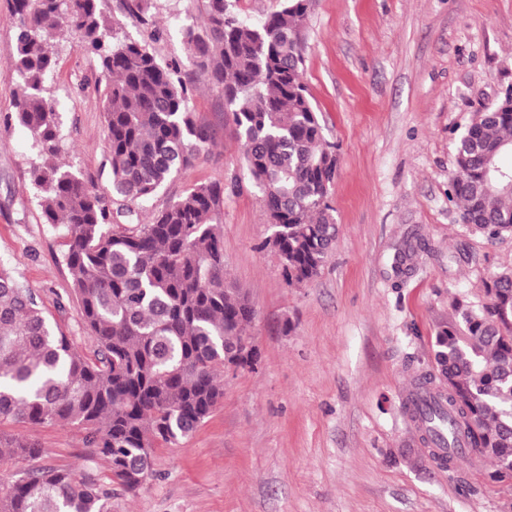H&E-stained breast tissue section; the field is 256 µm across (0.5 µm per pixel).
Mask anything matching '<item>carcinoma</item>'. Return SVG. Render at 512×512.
<instances>
[{
  "label": "carcinoma",
  "mask_w": 512,
  "mask_h": 512,
  "mask_svg": "<svg viewBox=\"0 0 512 512\" xmlns=\"http://www.w3.org/2000/svg\"><path fill=\"white\" fill-rule=\"evenodd\" d=\"M18 19L9 72L14 120L32 136L31 185L46 223L68 239L65 265L96 343L84 353L43 302L0 266V425L77 426L111 480L136 491L153 448L189 437L224 398L225 362L250 340L255 312L224 276V229L214 223L226 188L201 183L147 224L132 223L142 203L187 167L212 140L190 107L192 76L224 94L228 120L244 147L284 277L318 276L336 239L329 203L337 158L322 134L304 80L302 31L310 0H281L252 24L237 0H202L203 30L184 43L192 71L158 57L147 41L121 40L99 0H10ZM123 14L150 24L151 0H120ZM98 57L106 81L103 111L112 202L106 191L66 169L56 113L42 94L56 66L59 31ZM512 92L457 142L450 193L461 220L495 240L512 233ZM487 303L458 299L456 320L436 333V373L414 378L415 416L442 469L459 447L493 464L490 478L512 481V271L485 285ZM45 449L0 431V458L37 459ZM0 512H112V490L72 470H39L0 482Z\"/></svg>",
  "instance_id": "obj_1"
}]
</instances>
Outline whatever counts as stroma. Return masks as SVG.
Returning a JSON list of instances; mask_svg holds the SVG:
<instances>
[{
    "mask_svg": "<svg viewBox=\"0 0 512 512\" xmlns=\"http://www.w3.org/2000/svg\"><path fill=\"white\" fill-rule=\"evenodd\" d=\"M99 7L120 37L189 65L183 32L203 24L200 0H153L150 28L124 17L120 0ZM17 24L0 0V265L90 354L68 242L30 190L31 134L9 119ZM303 40L305 81L339 158L336 246L319 275L288 284L265 247L267 214L242 144L205 82L191 107L214 140L141 212L146 223L194 185L243 179L217 220L226 277L255 310L258 370L225 369L223 400L191 436L154 450L136 493L111 485L81 431L50 424L7 426L46 453L0 461V479L82 470L111 485L112 512H512V484L490 479L489 460L433 466L404 407L412 368L432 367L455 300L481 305L486 281L512 269V235L488 241L448 196L458 139L512 89V0H312ZM56 47L45 85L63 136L58 160L109 186L99 61L67 32Z\"/></svg>",
    "mask_w": 512,
    "mask_h": 512,
    "instance_id": "stroma-1",
    "label": "stroma"
}]
</instances>
